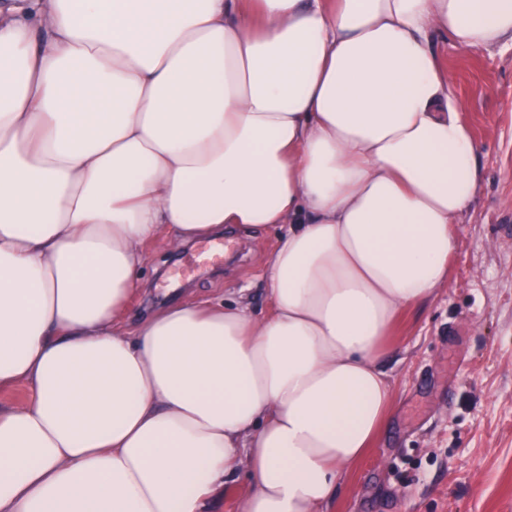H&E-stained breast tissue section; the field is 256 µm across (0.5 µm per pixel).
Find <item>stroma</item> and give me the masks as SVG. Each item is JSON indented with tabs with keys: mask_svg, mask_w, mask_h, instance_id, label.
I'll return each instance as SVG.
<instances>
[{
	"mask_svg": "<svg viewBox=\"0 0 512 512\" xmlns=\"http://www.w3.org/2000/svg\"><path fill=\"white\" fill-rule=\"evenodd\" d=\"M461 116L481 148L482 182L455 228L448 284L399 313L380 360L393 390L388 420L366 455L345 467L326 512H512V50L470 52L438 36ZM222 265L205 238L145 248L138 323L179 302L247 297L268 310L264 271L277 243L221 231Z\"/></svg>",
	"mask_w": 512,
	"mask_h": 512,
	"instance_id": "1",
	"label": "stroma"
}]
</instances>
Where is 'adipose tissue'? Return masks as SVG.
I'll use <instances>...</instances> for the list:
<instances>
[{
  "label": "adipose tissue",
  "instance_id": "1",
  "mask_svg": "<svg viewBox=\"0 0 512 512\" xmlns=\"http://www.w3.org/2000/svg\"><path fill=\"white\" fill-rule=\"evenodd\" d=\"M512 0H0V512H323L448 283L479 146L432 47ZM280 229L269 312L127 327L145 248ZM248 486L247 479L244 474L237 477L235 484L224 490V493L215 494L207 502L206 512H236L237 501L245 493Z\"/></svg>",
  "mask_w": 512,
  "mask_h": 512
}]
</instances>
